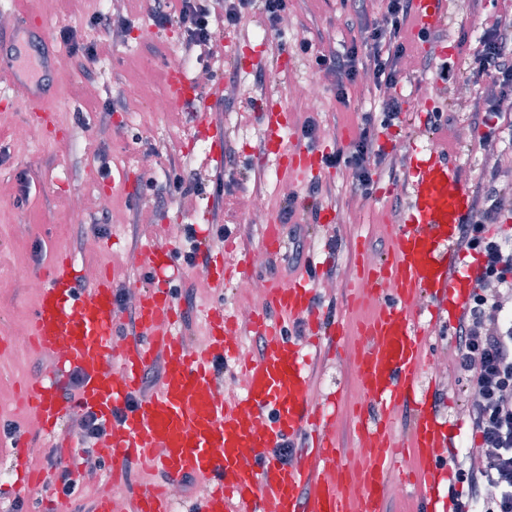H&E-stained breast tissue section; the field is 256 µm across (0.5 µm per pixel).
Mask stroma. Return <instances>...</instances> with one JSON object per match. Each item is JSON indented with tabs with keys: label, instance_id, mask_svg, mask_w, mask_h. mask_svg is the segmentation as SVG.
Listing matches in <instances>:
<instances>
[{
	"label": "stroma",
	"instance_id": "1",
	"mask_svg": "<svg viewBox=\"0 0 512 512\" xmlns=\"http://www.w3.org/2000/svg\"><path fill=\"white\" fill-rule=\"evenodd\" d=\"M122 3L132 28L125 42L116 43L91 24L95 15L107 13V0L81 8L76 7L74 0H0V12L14 16L31 12L33 25L44 26L55 35L71 31L80 42L95 44V83L102 92L98 99L86 94L88 81L81 62L73 60L71 70H52L54 93L50 111L38 115L16 100L10 74L0 71V108L8 110L7 125L0 128V180L11 187L8 194L0 196V331L8 334L27 328L38 299L23 283L11 279L15 267H25L31 279L47 284L54 255L62 251L80 272L96 266L105 275L122 268L129 271L131 281L135 282L141 280L144 268L129 265V253L160 244L176 251L175 262L182 268L184 285L194 291L193 306H186L181 299L175 302L181 317L178 328L188 343L202 348L208 342V309L220 301L225 309L235 311L239 303L236 284L227 282L220 293L212 287L195 288L194 270L187 266L184 255L178 254L179 243L170 238L168 227L193 226L202 241L223 232L235 244L236 255L244 256L259 249L264 229L258 225L245 229L239 199L262 190L271 218H278L283 202L278 185L287 175L281 170L278 156L267 152L265 127L250 104L259 71L277 64L285 69L284 84L268 92L269 98L288 114L283 139L300 140L305 120L315 118L319 127L315 146L326 154L349 145L358 133L361 113L378 111L381 94L357 82L348 86L344 100H337L331 77L318 75L308 56L299 51L301 39L316 44L329 30L334 33L331 45L338 49L362 40L359 25L350 21L348 0H291L294 28L285 33L272 30L260 9L247 13L241 29L228 35L235 49L234 59L219 57L214 65L217 79L234 80L240 89L235 101H223L216 111L241 171L235 176V188L223 197L219 225L208 224L203 214L213 200L208 189L217 178L207 159L208 142L195 140L187 114H160L151 109L152 100L169 89V72L162 61L181 51L182 33L175 27L160 30L151 26V0ZM491 8L490 0H447L446 22L439 38L415 49V57L430 58L431 63L429 67L412 70L411 82L402 88L405 104L401 124L379 135L380 144L389 148L391 154L388 162L376 170L368 199H361L353 191L345 170L322 171V181L333 185L334 191L331 197L321 199L320 205L333 208L335 219L328 225L311 220L304 255L317 258L327 249L336 255V275L331 279L335 282L334 290L324 289L329 280L324 268H317L314 283L319 303L343 324L347 334L338 340L335 352L321 355L314 367L313 384L320 394L336 395L340 412L332 427L341 448L354 444L353 420L347 410L363 401L354 371V352L360 345L356 327L378 310L372 302L348 305L347 291L356 280L359 256L384 255L396 225L403 221L404 209L396 204L394 188L405 182V151L414 146L427 147L431 139H438L455 163L459 177L473 188L478 186L488 166L486 150L479 147L477 139L458 138L455 130L434 134L426 127L425 119L431 102L429 87L435 82L440 83L446 94L455 82L468 85V102L451 108L458 126L466 125L468 113L481 102L486 81L471 75L468 65L481 35L478 16ZM444 52L454 62L455 79L451 82L440 79V55ZM133 71L143 81L142 98L125 102L112 125L100 127L97 113L104 104V95L113 93L117 83ZM313 78L320 79L323 85L325 108L311 116L290 95L289 83ZM15 126L36 127L37 139H16L11 132ZM152 149L158 150L159 156L151 174L130 167L129 160L134 154ZM173 161L187 162L188 173L201 184L202 194L182 205L143 207V200L156 197L155 191L146 188V181L163 184ZM105 166L123 173L120 186H113L111 178L102 177L101 169ZM73 196L81 197L86 205L87 218L78 227L70 224L66 205ZM105 198L110 201L106 207L101 204ZM79 237L94 239L96 249L88 252L77 247L75 240ZM55 359L50 352H24L9 344L0 346V388L15 395L14 400L0 407V474L11 472L15 453L11 439L3 433L5 424H14L17 433L24 436L23 453L37 468L60 440L73 444L78 441L79 415L66 416L49 434L34 422L32 411L16 398L20 386L31 378L48 374ZM161 483L160 472L136 463L122 482L110 484L107 476L102 475L85 483L84 489L94 498L106 492L112 500L128 503L135 493Z\"/></svg>",
	"mask_w": 512,
	"mask_h": 512
}]
</instances>
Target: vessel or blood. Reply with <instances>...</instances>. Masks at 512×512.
<instances>
[{
  "mask_svg": "<svg viewBox=\"0 0 512 512\" xmlns=\"http://www.w3.org/2000/svg\"><path fill=\"white\" fill-rule=\"evenodd\" d=\"M416 30L441 26L446 0H414ZM34 53L35 67L47 70L54 54L44 27L21 22L12 37ZM174 109L191 116L210 140L208 160L224 168V129L212 120L221 85L185 92L184 76L175 73ZM14 86L28 111H43L51 87L22 72ZM256 108L284 166L300 179L319 176L320 150L285 143L281 130L286 113L264 102ZM407 202L403 224L389 250L378 260L361 262L357 288L379 293L382 305L358 327L363 338L354 369L366 416L355 421L356 445L364 451L361 467L341 454L331 429L333 415L312 401V373L296 323L330 349L341 327L327 317L315 299L311 280L295 279L288 287L269 285L268 312L253 321L263 343L257 357L245 359V391L234 401L220 395L214 363L234 357L229 336L234 316L220 314L210 323L205 348L188 347L173 334L175 310L166 289L151 287L140 294L136 334L116 342L114 279L100 278L81 293L79 272L68 255H60L50 283L41 290L30 323L35 349L56 353L49 375L27 386V402L46 431L66 415L92 411L112 429L102 436L98 453L113 473L127 462L142 460L160 469L165 484L194 476L209 480L207 494L190 512H388L387 488L400 448H408L418 465L416 490L427 512H447L440 487L449 477L442 463L444 449L460 432L436 409V383L424 378L425 337L438 323L456 324L479 273L477 264H463L458 226L474 204L470 188L459 181L456 167L440 149L419 152L406 161ZM148 275L169 273L166 248H148ZM164 358L159 391L140 396L145 372L155 356ZM80 373L83 382L72 398L61 394L66 377ZM408 409L410 424L397 433L394 414ZM300 442L292 461L274 454L283 442ZM358 470L356 493L347 480ZM131 512H172L159 489L139 493Z\"/></svg>",
  "mask_w": 512,
  "mask_h": 512,
  "instance_id": "vessel-or-blood-1",
  "label": "vessel or blood"
}]
</instances>
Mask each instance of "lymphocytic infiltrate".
Returning <instances> with one entry per match:
<instances>
[{"label":"lymphocytic infiltrate","instance_id":"1","mask_svg":"<svg viewBox=\"0 0 512 512\" xmlns=\"http://www.w3.org/2000/svg\"><path fill=\"white\" fill-rule=\"evenodd\" d=\"M210 0H155L150 19L155 27L178 26L185 48L207 44L211 35ZM413 0H386L381 20L366 22L368 51L358 45L315 48L302 42L300 50L313 67L336 78V95L368 75L376 89L387 90L381 115L361 116L357 137L348 148L326 155L329 168H345L354 176L355 192L369 194L373 170L387 154L378 142L379 132L398 121L403 99L397 88L407 73L401 63L414 40H428L427 32L408 38L413 20ZM480 47L470 66L473 75L489 80L493 93L512 91V14L484 13L480 22ZM512 213V185L503 182L497 169H489L478 187L475 206L461 226L459 244L477 256L479 275L470 299L455 326L456 345L450 372L462 374L467 402L465 419L481 453H453V464L466 495L455 503V512H512V232L499 223ZM89 448L74 449L70 458L48 455L46 467L59 481V495L69 499L74 512H93V500L80 492L81 465Z\"/></svg>","mask_w":512,"mask_h":512}]
</instances>
